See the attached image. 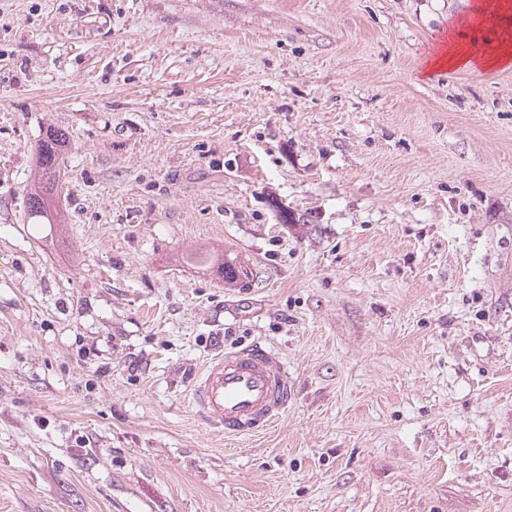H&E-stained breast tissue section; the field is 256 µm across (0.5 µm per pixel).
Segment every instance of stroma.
<instances>
[{
    "instance_id": "1",
    "label": "stroma",
    "mask_w": 512,
    "mask_h": 512,
    "mask_svg": "<svg viewBox=\"0 0 512 512\" xmlns=\"http://www.w3.org/2000/svg\"><path fill=\"white\" fill-rule=\"evenodd\" d=\"M476 2L0 0V512H512V66L426 69ZM67 146L66 134L55 129L48 130L39 145L36 161L39 177L26 199V215L32 224H62L64 221L57 201V169ZM193 405L232 437L269 430L288 406L292 389L279 354L261 345L211 358L191 386Z\"/></svg>"
}]
</instances>
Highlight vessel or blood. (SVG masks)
<instances>
[{"instance_id": "vessel-or-blood-1", "label": "vessel or blood", "mask_w": 512, "mask_h": 512, "mask_svg": "<svg viewBox=\"0 0 512 512\" xmlns=\"http://www.w3.org/2000/svg\"><path fill=\"white\" fill-rule=\"evenodd\" d=\"M498 20L462 18L457 32L481 48L480 33L495 34ZM292 397L285 364L261 345L224 351L211 358L191 386L193 405L232 437L255 436L278 421Z\"/></svg>"}]
</instances>
